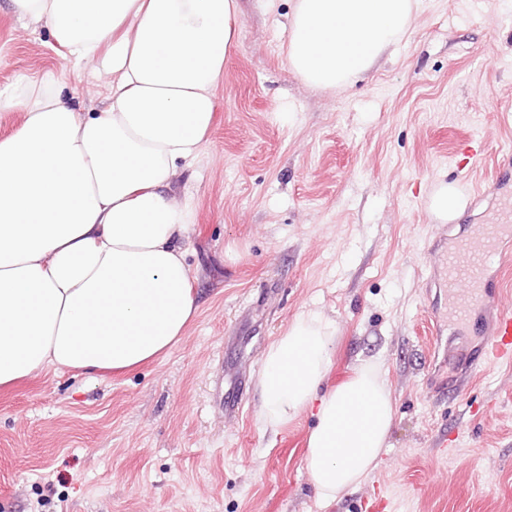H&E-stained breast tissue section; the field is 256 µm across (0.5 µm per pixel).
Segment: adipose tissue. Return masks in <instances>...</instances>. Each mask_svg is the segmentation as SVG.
<instances>
[{
	"instance_id": "obj_1",
	"label": "adipose tissue",
	"mask_w": 512,
	"mask_h": 512,
	"mask_svg": "<svg viewBox=\"0 0 512 512\" xmlns=\"http://www.w3.org/2000/svg\"><path fill=\"white\" fill-rule=\"evenodd\" d=\"M419 0H293L287 66L308 86L346 87L405 36ZM73 67L111 75L81 110L47 70L0 90L21 121L0 134V391L54 369L123 376L166 357L198 310L185 241L189 200L173 192L215 117L239 44V0H12ZM336 338L310 313L273 341L260 419L316 422L306 467L321 503L377 467L394 408L366 363L322 390Z\"/></svg>"
}]
</instances>
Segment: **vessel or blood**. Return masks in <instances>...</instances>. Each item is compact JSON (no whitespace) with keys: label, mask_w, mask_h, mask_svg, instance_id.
<instances>
[{"label":"vessel or blood","mask_w":512,"mask_h":512,"mask_svg":"<svg viewBox=\"0 0 512 512\" xmlns=\"http://www.w3.org/2000/svg\"><path fill=\"white\" fill-rule=\"evenodd\" d=\"M506 236H512L511 206L489 211L470 239L452 242L445 254L449 317L484 331L473 362L478 369L497 360L512 363V309L497 303L506 283L502 275L488 272L490 259L512 260V253L500 247Z\"/></svg>","instance_id":"b4317fda"}]
</instances>
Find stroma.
<instances>
[{
    "instance_id": "1",
    "label": "stroma",
    "mask_w": 512,
    "mask_h": 512,
    "mask_svg": "<svg viewBox=\"0 0 512 512\" xmlns=\"http://www.w3.org/2000/svg\"><path fill=\"white\" fill-rule=\"evenodd\" d=\"M240 5L212 133L177 187L198 316L121 378L48 371L1 392L0 512H512V364L471 371L479 337L450 324L443 265L449 236L512 199L496 179L512 170V0H420L395 50L336 91L287 70L291 0ZM48 69L83 109L112 82L0 0V89ZM468 137L485 184L447 226L427 198L473 176L452 157ZM307 313L336 332L325 387L370 358L394 406L380 464L328 506L286 445L311 412L276 433L259 419L265 351ZM452 377L461 393L438 395Z\"/></svg>"
}]
</instances>
